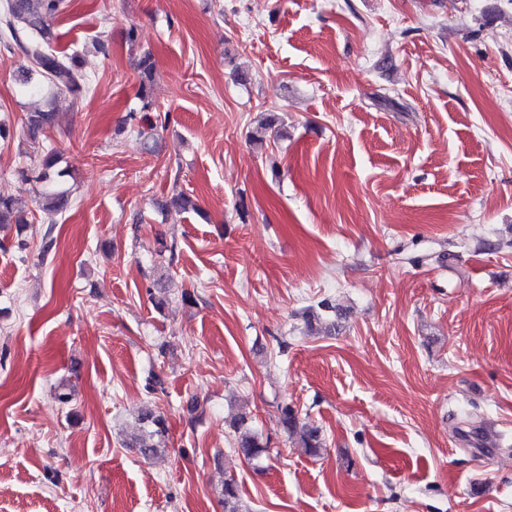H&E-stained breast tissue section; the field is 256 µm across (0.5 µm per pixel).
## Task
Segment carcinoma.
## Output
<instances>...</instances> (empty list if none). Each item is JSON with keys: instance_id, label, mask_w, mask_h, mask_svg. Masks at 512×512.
<instances>
[{"instance_id": "carcinoma-1", "label": "carcinoma", "mask_w": 512, "mask_h": 512, "mask_svg": "<svg viewBox=\"0 0 512 512\" xmlns=\"http://www.w3.org/2000/svg\"><path fill=\"white\" fill-rule=\"evenodd\" d=\"M64 9V0H0V50L26 59L27 64L18 73L20 84L29 92H40L43 85L70 94L79 101L90 89V79L82 71L78 50L58 51L53 47V25ZM139 70L138 96L149 107L152 78L155 71L153 55L146 52L137 61ZM56 112L52 108L37 109L28 117L29 137L36 141L54 127ZM56 156L49 150L42 157L40 166L32 169L21 166L17 174L21 181L47 183L51 180ZM41 210L59 214L67 211L72 200L65 191L50 188L44 190L40 200ZM27 202L23 198L0 196V224H19L24 221ZM139 426L128 448H136L149 459L159 455L166 447L167 426L165 418L153 412L138 415ZM279 423L290 438H297L301 447L313 456L322 454L326 442L320 427L303 421L294 408L285 404L280 407ZM232 429V445L238 455L248 461L257 460L269 453V439L252 424V416L246 411L237 413L229 422ZM224 512H242L239 486L235 479L224 480L222 487Z\"/></svg>"}]
</instances>
